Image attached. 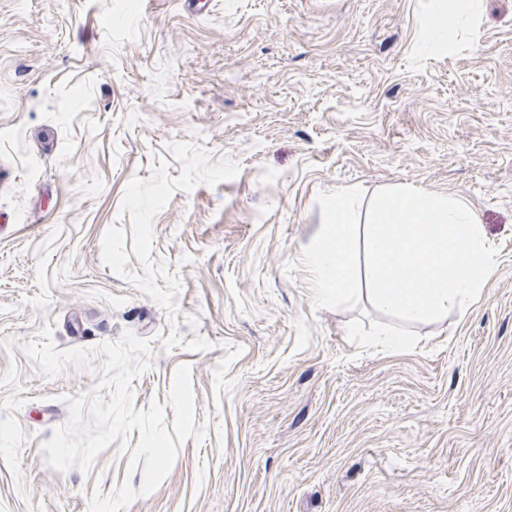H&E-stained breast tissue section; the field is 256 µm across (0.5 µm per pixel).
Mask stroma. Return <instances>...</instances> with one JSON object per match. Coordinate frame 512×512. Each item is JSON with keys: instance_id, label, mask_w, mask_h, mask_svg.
<instances>
[{"instance_id": "obj_1", "label": "stroma", "mask_w": 512, "mask_h": 512, "mask_svg": "<svg viewBox=\"0 0 512 512\" xmlns=\"http://www.w3.org/2000/svg\"><path fill=\"white\" fill-rule=\"evenodd\" d=\"M431 0H0V512H88L140 488L111 444L50 468L68 418L3 341L151 342L134 407L195 425L126 512H512V0L423 52ZM413 186L467 202L497 270L481 295L370 345L393 318L314 305L299 262L319 193Z\"/></svg>"}]
</instances>
